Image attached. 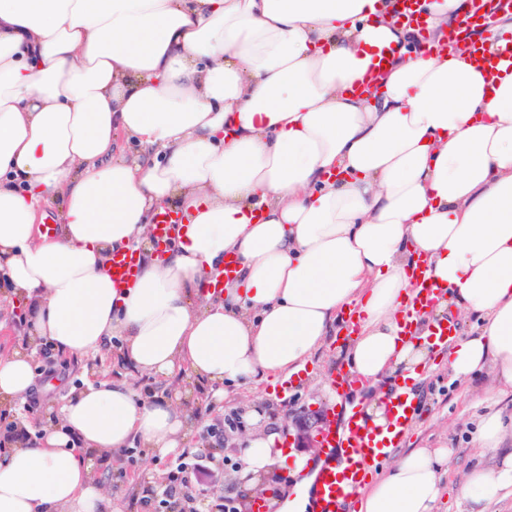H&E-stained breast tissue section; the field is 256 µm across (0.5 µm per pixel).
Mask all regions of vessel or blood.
I'll list each match as a JSON object with an SVG mask.
<instances>
[{"label": "vessel or blood", "instance_id": "b4317fda", "mask_svg": "<svg viewBox=\"0 0 512 512\" xmlns=\"http://www.w3.org/2000/svg\"><path fill=\"white\" fill-rule=\"evenodd\" d=\"M485 17L471 16L462 32L470 39L468 48L474 61L488 72H495L503 60L512 61V42L501 44L496 52H487L483 44L474 40L477 28L483 27ZM158 249L169 248L175 238L178 218L175 212L165 210L154 216ZM135 256L129 252L113 253L109 266L113 280L126 282L137 272ZM412 278L416 294L406 311L407 316L420 314L432 307L440 290L423 271L414 270ZM391 413L389 428L366 425L361 411H353L346 419L328 417L320 442L316 466L315 495L308 512H345V507L362 486L370 464L385 460L392 448L394 429L407 425L416 411L410 393H389L386 397Z\"/></svg>", "mask_w": 512, "mask_h": 512}]
</instances>
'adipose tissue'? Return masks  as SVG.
<instances>
[{
  "label": "adipose tissue",
  "mask_w": 512,
  "mask_h": 512,
  "mask_svg": "<svg viewBox=\"0 0 512 512\" xmlns=\"http://www.w3.org/2000/svg\"><path fill=\"white\" fill-rule=\"evenodd\" d=\"M422 5L425 39L394 0H0V280L31 311L30 349L0 357V404L30 398L33 346L84 356L116 336L134 370L186 369L222 399L225 383L304 370L351 309L342 361L374 391L368 425L388 426L386 395L418 383L445 316L466 325L452 377L512 387V64L490 78L449 44L473 0ZM122 135L141 156L115 154ZM50 200L56 234L38 224ZM163 206L183 221L160 255ZM116 251L138 257L133 280L113 281ZM416 265L443 295L407 335ZM189 400L87 383L38 441L0 455V512H101L94 457L136 441L177 453ZM504 435L486 415L491 463L459 484L464 512L512 499ZM404 442L358 489L359 512H440L454 449ZM284 444L246 435L241 484L267 489L288 462L311 488Z\"/></svg>",
  "instance_id": "1"
}]
</instances>
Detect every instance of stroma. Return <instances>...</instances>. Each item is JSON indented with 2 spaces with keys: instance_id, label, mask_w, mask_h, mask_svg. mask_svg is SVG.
<instances>
[{
  "instance_id": "obj_1",
  "label": "stroma",
  "mask_w": 512,
  "mask_h": 512,
  "mask_svg": "<svg viewBox=\"0 0 512 512\" xmlns=\"http://www.w3.org/2000/svg\"><path fill=\"white\" fill-rule=\"evenodd\" d=\"M63 361L68 362L71 368L66 380L45 376V369L58 366ZM33 366L36 372L37 402L23 407L0 405V416L15 422L32 438L39 436L47 412L59 407L71 389L83 383L100 378L124 379L139 394L148 397L161 393L163 389L158 378L134 372L114 347L96 355L70 360L65 359L63 354L52 352L34 357ZM339 366L336 345L328 343L312 359L309 373L298 379L296 386L290 388L284 398L278 396L276 385L267 381L249 380L230 389L225 399L216 400L211 398L207 385L197 383L190 375H182V384L191 387L194 395L187 447H200L203 431L208 425L218 423L224 429L223 453L235 459L240 454L241 437L251 428L263 430L273 426L284 431L291 424L293 414L301 408L318 405L336 408L335 394L325 390L323 384ZM421 377L426 416L419 419L410 430L405 445L409 448L456 449V462L447 476L448 481L455 484L460 481L465 470L484 461L475 438L485 413L500 411L505 424H512V394L501 396L493 391L481 390L476 380H451L448 365L443 361L436 368L422 371ZM256 406L265 411L267 418L254 425L247 415ZM165 463V458L150 454L138 445L126 450L124 456L110 458L109 467L113 470L125 469L128 486L137 489L141 486L140 470L148 469L161 476L165 473Z\"/></svg>"
}]
</instances>
